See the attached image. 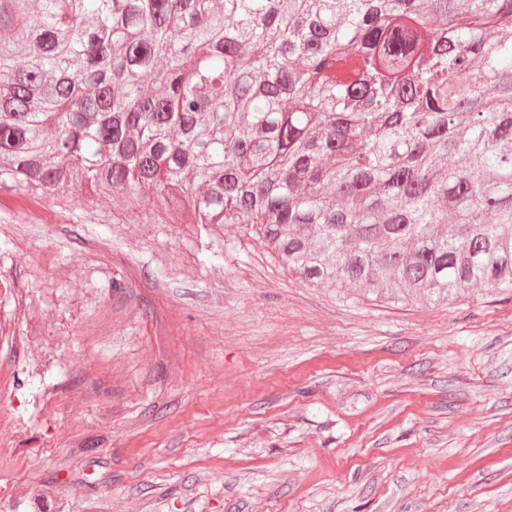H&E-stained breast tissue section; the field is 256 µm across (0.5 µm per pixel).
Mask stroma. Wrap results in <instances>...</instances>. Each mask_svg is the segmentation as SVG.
<instances>
[{"mask_svg":"<svg viewBox=\"0 0 512 512\" xmlns=\"http://www.w3.org/2000/svg\"><path fill=\"white\" fill-rule=\"evenodd\" d=\"M0 186V505L512 512V295L313 286L153 195Z\"/></svg>","mask_w":512,"mask_h":512,"instance_id":"1","label":"stroma"}]
</instances>
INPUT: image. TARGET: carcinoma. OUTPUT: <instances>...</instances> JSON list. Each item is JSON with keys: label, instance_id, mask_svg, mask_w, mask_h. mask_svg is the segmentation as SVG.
Here are the masks:
<instances>
[{"label": "carcinoma", "instance_id": "obj_1", "mask_svg": "<svg viewBox=\"0 0 512 512\" xmlns=\"http://www.w3.org/2000/svg\"><path fill=\"white\" fill-rule=\"evenodd\" d=\"M146 189L338 295L512 294V0H0V184Z\"/></svg>", "mask_w": 512, "mask_h": 512}]
</instances>
